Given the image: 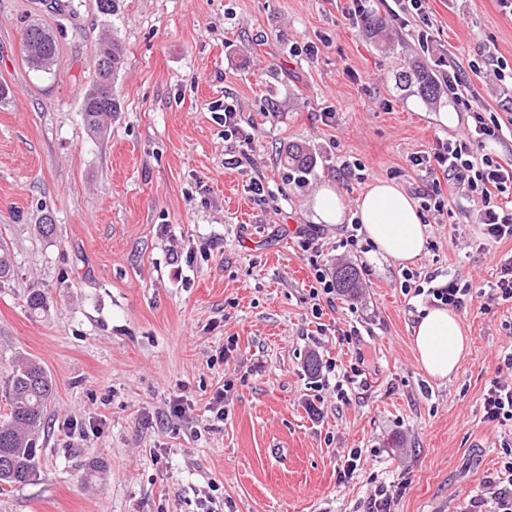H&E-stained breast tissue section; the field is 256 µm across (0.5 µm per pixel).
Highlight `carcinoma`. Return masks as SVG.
<instances>
[{
    "instance_id": "carcinoma-1",
    "label": "carcinoma",
    "mask_w": 512,
    "mask_h": 512,
    "mask_svg": "<svg viewBox=\"0 0 512 512\" xmlns=\"http://www.w3.org/2000/svg\"><path fill=\"white\" fill-rule=\"evenodd\" d=\"M23 51L27 64L47 72L56 59V40L48 29L32 24L25 31ZM124 59V49L114 38L103 46L95 60L97 79L83 92L81 103L85 128L93 136L104 135L109 122L122 111L118 96L105 93L103 81L108 76L117 77ZM396 83L401 89H416L426 102L437 101L442 88L440 77L424 66L399 72ZM286 159L288 167L300 174L309 172L313 165L310 153L297 145L288 147ZM336 278L342 294L353 293V268L340 269ZM52 393L51 378L39 362L26 359L17 365L6 391L9 413L0 422V490L24 485L37 476V441Z\"/></svg>"
}]
</instances>
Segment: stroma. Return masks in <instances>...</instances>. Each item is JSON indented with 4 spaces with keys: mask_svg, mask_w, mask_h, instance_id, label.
<instances>
[{
    "mask_svg": "<svg viewBox=\"0 0 512 512\" xmlns=\"http://www.w3.org/2000/svg\"><path fill=\"white\" fill-rule=\"evenodd\" d=\"M348 0H0V245L14 274L0 282V417L21 357L53 382L39 474L0 493V512H368L376 486L391 512H457L486 493L512 433L483 418L494 376L512 379V302L460 310L470 338L455 375L420 367L412 327L425 296L400 265L341 247L344 225L315 224L311 197L337 187L347 208L367 184L424 186L413 154L473 120L444 96L400 90L403 67L466 72L468 91L512 121V87L487 54L512 64V15L497 0H427L432 41L400 27L384 0L369 38ZM54 34L58 61L31 68V24ZM110 37L123 44L122 110L94 138L82 94ZM317 47L308 56L307 46ZM233 99L241 135L224 136ZM333 118L322 121L323 113ZM454 114V124L444 122ZM291 144L314 158L306 176L284 163ZM365 179L342 181V161ZM265 187L256 200L251 178ZM479 202L456 195L423 213L429 234L411 270L494 281L479 252ZM53 236L39 233L44 217ZM315 231L329 268H355L358 288L319 307L298 229ZM48 297L31 311L30 293ZM359 329L348 344L341 331ZM363 384L333 387L357 355ZM232 383L223 413L211 401ZM182 413L170 417L173 403ZM361 449L351 479L339 471Z\"/></svg>",
    "mask_w": 512,
    "mask_h": 512,
    "instance_id": "stroma-1",
    "label": "stroma"
}]
</instances>
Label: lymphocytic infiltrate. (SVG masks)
Instances as JSON below:
<instances>
[{"label": "lymphocytic infiltrate", "instance_id": "obj_1", "mask_svg": "<svg viewBox=\"0 0 512 512\" xmlns=\"http://www.w3.org/2000/svg\"><path fill=\"white\" fill-rule=\"evenodd\" d=\"M466 106L472 114L473 127L455 140L437 142L430 151L414 154L410 162L424 168L430 176L426 187L417 192L423 208L443 210L449 190L480 201L478 221L483 240L478 249L485 252L493 244L512 239V210L496 202L499 194L512 188V159H502L490 151L503 132L498 118L487 116L478 97L467 99ZM487 294L497 300L512 301V254L498 257L496 281L490 286L452 276L446 283L425 291L433 305L456 310ZM483 408L487 422L512 428V382L493 377L484 395Z\"/></svg>", "mask_w": 512, "mask_h": 512}]
</instances>
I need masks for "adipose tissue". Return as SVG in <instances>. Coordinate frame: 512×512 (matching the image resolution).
<instances>
[{
	"instance_id": "1",
	"label": "adipose tissue",
	"mask_w": 512,
	"mask_h": 512,
	"mask_svg": "<svg viewBox=\"0 0 512 512\" xmlns=\"http://www.w3.org/2000/svg\"><path fill=\"white\" fill-rule=\"evenodd\" d=\"M355 209L376 256L401 265L421 256L428 227L403 189L390 182H376L357 200ZM412 334L420 366L435 379L452 376L469 349L459 316L446 308H422Z\"/></svg>"
}]
</instances>
